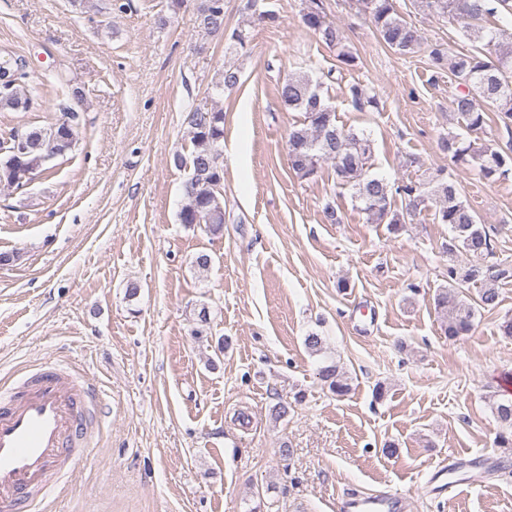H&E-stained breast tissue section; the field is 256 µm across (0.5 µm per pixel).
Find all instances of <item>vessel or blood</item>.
Segmentation results:
<instances>
[{
    "mask_svg": "<svg viewBox=\"0 0 512 512\" xmlns=\"http://www.w3.org/2000/svg\"><path fill=\"white\" fill-rule=\"evenodd\" d=\"M99 399L92 384L56 366L19 386L0 387V501L18 512H45L59 495L65 462L87 448L91 411ZM403 498L368 493L349 500L345 512H404Z\"/></svg>",
    "mask_w": 512,
    "mask_h": 512,
    "instance_id": "b4317fda",
    "label": "vessel or blood"
}]
</instances>
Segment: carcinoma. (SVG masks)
Here are the masks:
<instances>
[{"label": "carcinoma", "mask_w": 512, "mask_h": 512, "mask_svg": "<svg viewBox=\"0 0 512 512\" xmlns=\"http://www.w3.org/2000/svg\"><path fill=\"white\" fill-rule=\"evenodd\" d=\"M361 12L378 32L384 44L401 53L412 54L420 48L421 31L402 19L394 0H355ZM420 7L460 26L468 39L486 40V51L451 53L434 47L428 54L432 78L450 75L457 83L451 108L470 129L486 124L487 110L497 113L506 128L512 127V30L500 28L485 34L482 22L487 17L500 16L512 27V0H419ZM196 21L204 32L227 44L233 50L246 45L248 32L238 27L227 30L224 0H201ZM303 25L322 43L338 49V61L346 66L355 64V56L344 46L343 31L327 17L325 0H305L302 8ZM7 79L0 80V111H31L42 99L39 88L27 95L20 86L29 78L26 61L5 51L0 53V71ZM240 81L239 71L228 68L215 84L220 91L234 89ZM352 105L359 111L375 106L374 98L353 85L349 88ZM278 96L284 107L303 114V120L288 131V158L292 169L302 178L313 175L320 164H332L338 184L352 190L360 210L373 223L388 224L394 234L404 230L412 217L434 204V221L446 224L451 232L444 252L452 258L458 252L476 257L494 254L493 239L485 226L479 224L475 211L461 199L459 189L445 179L428 188L423 183L395 185L370 174L373 141L363 132L345 129L336 122L335 111L328 106L320 85L303 73L291 75L278 86ZM77 112L64 113V119L48 128L17 133L0 149V184L21 187L32 175L45 171L46 163L64 157L75 145V128L79 125ZM190 146L174 154V165L188 171L185 183V204L179 221L187 226L204 224L217 233L224 226V111L215 106L198 105L186 116ZM440 150L458 165L478 167L488 181L512 177V148L506 151L478 149L459 137L447 134L440 138ZM402 198V207L392 208L395 197ZM512 280V263L508 260L486 261L467 270L448 265V288L435 298L437 312L442 317V329L448 338L469 334L479 309L493 310L498 306V286ZM479 285L477 298H459V288L468 283ZM321 380L342 396L349 390L345 376L335 365L320 368ZM492 411L506 430L496 444L512 449V400L500 399Z\"/></svg>", "instance_id": "carcinoma-1"}]
</instances>
